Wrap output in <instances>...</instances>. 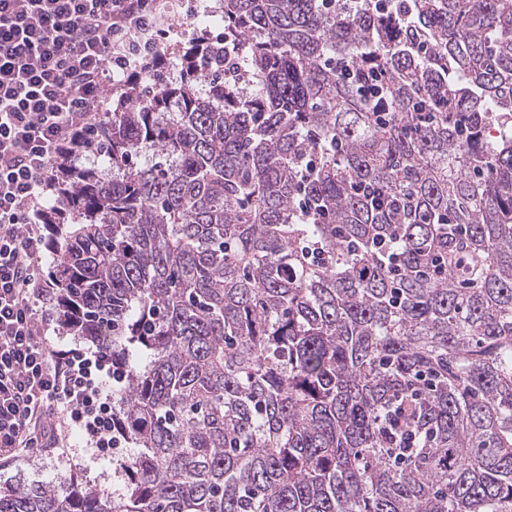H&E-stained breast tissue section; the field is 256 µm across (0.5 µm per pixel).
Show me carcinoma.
I'll return each instance as SVG.
<instances>
[{
  "mask_svg": "<svg viewBox=\"0 0 512 512\" xmlns=\"http://www.w3.org/2000/svg\"><path fill=\"white\" fill-rule=\"evenodd\" d=\"M383 3L224 0L60 164L126 452L0 512H512V0Z\"/></svg>",
  "mask_w": 512,
  "mask_h": 512,
  "instance_id": "carcinoma-1",
  "label": "carcinoma"
}]
</instances>
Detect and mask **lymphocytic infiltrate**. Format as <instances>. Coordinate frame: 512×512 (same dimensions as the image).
Segmentation results:
<instances>
[{
    "label": "lymphocytic infiltrate",
    "mask_w": 512,
    "mask_h": 512,
    "mask_svg": "<svg viewBox=\"0 0 512 512\" xmlns=\"http://www.w3.org/2000/svg\"><path fill=\"white\" fill-rule=\"evenodd\" d=\"M177 0H0V457L62 447L72 427L115 448L110 349L59 348L57 284L38 264L61 233L44 194L101 120L106 86L155 69Z\"/></svg>",
    "instance_id": "f902f5d3"
}]
</instances>
